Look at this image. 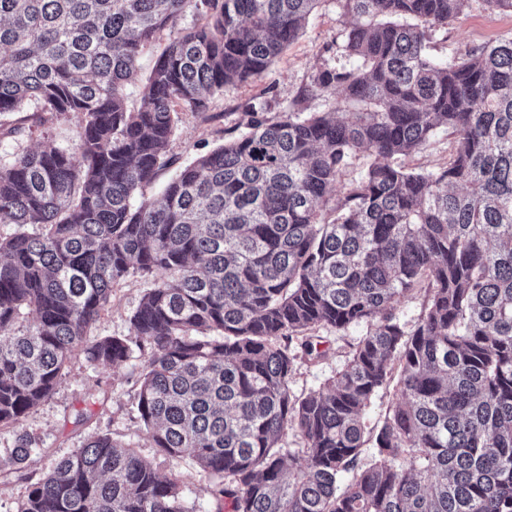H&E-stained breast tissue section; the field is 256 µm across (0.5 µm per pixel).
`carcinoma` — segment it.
I'll return each instance as SVG.
<instances>
[{"label":"carcinoma","mask_w":512,"mask_h":512,"mask_svg":"<svg viewBox=\"0 0 512 512\" xmlns=\"http://www.w3.org/2000/svg\"><path fill=\"white\" fill-rule=\"evenodd\" d=\"M191 2L199 23L129 110L139 56ZM321 2L0 0V116L81 118L72 151L0 155V223L40 225L0 238V428L51 398L74 353L113 365L137 349L157 452L193 459L231 512H512V38L428 52L468 0H336V55L355 64L317 67L275 122L250 105L246 134L145 197L178 113L261 79ZM314 97L335 102L309 112ZM440 129L446 166L391 162ZM360 157L374 161L326 220L320 202ZM156 272L129 335H91L115 284ZM416 290L408 331L397 309ZM360 325L344 367L292 395L290 343L321 358L309 332ZM37 445L17 433L4 463ZM18 512L192 510L175 478L95 434ZM395 381L391 382L390 385L380 391V393L374 398L366 414V423L368 427L377 425L384 417L387 407L396 400L397 389Z\"/></svg>","instance_id":"1"}]
</instances>
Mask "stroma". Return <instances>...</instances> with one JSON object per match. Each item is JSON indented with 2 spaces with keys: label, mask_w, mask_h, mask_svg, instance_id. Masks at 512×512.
I'll return each instance as SVG.
<instances>
[{
  "label": "stroma",
  "mask_w": 512,
  "mask_h": 512,
  "mask_svg": "<svg viewBox=\"0 0 512 512\" xmlns=\"http://www.w3.org/2000/svg\"><path fill=\"white\" fill-rule=\"evenodd\" d=\"M342 28L343 19L335 0H323L310 15L303 33L262 79L227 86L222 95L211 100L207 111L180 112L167 149L168 164L146 188V197H160L182 167L244 133L247 104L262 103L265 117L278 120L314 68L336 64V41ZM510 38L512 12L489 11L482 0H469L457 18L436 29L430 53L435 59L449 61L466 48ZM9 121L22 129L18 141L0 143L1 149L10 152L20 147L33 149L49 140L72 149L79 139L80 121L71 113L45 120L33 112H18L10 115ZM146 288L145 280L137 276L115 285L110 304L93 328L94 335H128L129 318ZM363 332L360 326L342 331L321 330V347L327 355L318 359L301 355L298 344H291L289 350L297 356L290 383L292 394L302 396L322 388L342 369ZM146 362V355L138 352L114 365L89 363L81 353L70 359L54 395L22 422L23 429L38 441L36 452L21 469L0 468V512H17L31 485L45 479L62 458L97 433L108 434L114 441L134 448L140 456L157 460L151 433L134 410ZM80 412L87 413L89 420L78 426L74 419ZM157 462L161 473L177 479L193 512H217L219 502L211 491L209 478L190 459Z\"/></svg>",
  "instance_id": "1"
}]
</instances>
